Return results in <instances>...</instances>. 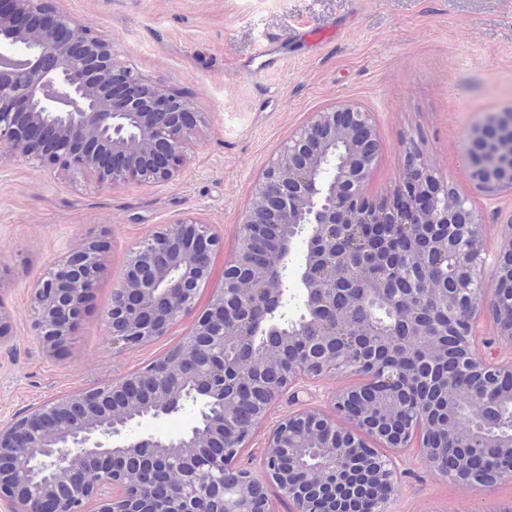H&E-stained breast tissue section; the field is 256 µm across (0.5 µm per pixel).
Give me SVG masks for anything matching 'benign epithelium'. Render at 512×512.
I'll return each mask as SVG.
<instances>
[{"mask_svg":"<svg viewBox=\"0 0 512 512\" xmlns=\"http://www.w3.org/2000/svg\"><path fill=\"white\" fill-rule=\"evenodd\" d=\"M10 13L0 11V145L58 168L70 177L95 175L99 181L120 185L130 179L144 183L167 182L189 145L197 114L187 101L148 87L129 69L119 65L112 44L72 26L70 18L53 12L48 0H10ZM481 128L512 132V107L489 114ZM341 140L349 150L334 175L319 178L308 161L320 158ZM378 141L369 113L341 105L315 114L314 119L286 143L279 157L256 186V202L240 228L234 261L251 250L254 229L262 224H287L292 234L306 235L303 259L302 324L316 320V311H328L322 321L328 334L336 326L346 330L343 350L314 359L305 356L282 377L264 385L265 402L253 430L241 431L236 422L239 395L230 380L240 375L238 363L224 360V324L238 326L239 335L255 338L247 321L253 307L270 299L283 300L285 285L269 291L249 281L230 291L217 288L193 330L180 345L183 369L169 368L175 382L166 381L154 362L111 384L53 399L25 415L0 424V500L9 512H134L136 501L158 504L147 512H274L265 482H273L294 512H324L305 497L307 486L322 487L349 471L356 462L367 463L370 477L384 488L375 512L386 506L399 485L395 458L375 448H406L419 434L426 465L439 475L460 478L455 458L433 459L422 420L415 414L400 434H380L365 414L355 412L350 391L330 396L332 412L304 410L273 424L267 433L261 460L263 475L240 462L253 431L264 425L271 407L297 385L315 383L329 370L356 371L369 367L356 357V329L345 321V308L336 306L337 289L331 280L352 282L370 292L361 273L350 266L349 239L354 224H381L383 211L365 197L378 162ZM421 181L399 178L397 192L415 187L413 195L427 193L413 215L423 224H448L452 211L442 193L447 182L415 158ZM478 186L487 192L512 190V166L498 179L490 171L472 167ZM221 237L208 225L180 220L142 239L130 251L120 283L112 289V305L105 323L112 345L121 349L142 346L164 335L169 326L196 306L199 286L210 280L212 264L196 260L200 247L211 257L222 249ZM105 244L87 241L72 251L32 285L33 332L49 353L66 344L85 314L102 271ZM461 261L471 270L467 285V319L463 334L468 371H479L486 383L468 399L470 420L453 425L448 439L462 448L501 449L498 461H489L469 481L483 487L512 480V437H492L487 428L492 406L506 392L499 380L512 374V358L483 357L472 350L473 326L483 315L496 324L505 319L495 292L484 286L485 251L473 224H468L456 246ZM407 333H367L374 351L399 350L407 359L419 347L428 359L439 356L434 326H423L416 315L403 319ZM301 330H278L277 340L265 342L264 363L278 357L277 342L299 341ZM409 370L373 369L367 384L388 393L378 397L376 409L405 413L398 387ZM148 384L151 410L139 409V396L131 386ZM192 403L198 407L196 423L185 433L165 437L141 430L143 421L157 419ZM322 434L318 462L303 461L306 438ZM218 442L224 451L209 447ZM238 494L233 503L224 497L227 486Z\"/></svg>","mask_w":512,"mask_h":512,"instance_id":"obj_1","label":"benign epithelium"}]
</instances>
